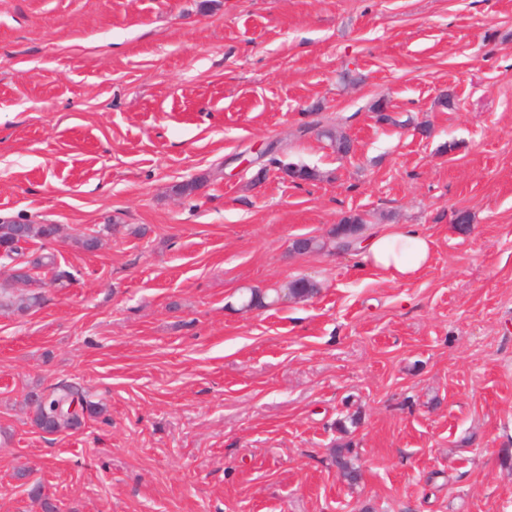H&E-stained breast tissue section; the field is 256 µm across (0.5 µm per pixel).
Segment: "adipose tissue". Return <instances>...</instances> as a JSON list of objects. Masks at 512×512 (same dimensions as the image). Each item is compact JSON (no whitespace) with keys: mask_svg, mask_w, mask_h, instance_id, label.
I'll list each match as a JSON object with an SVG mask.
<instances>
[{"mask_svg":"<svg viewBox=\"0 0 512 512\" xmlns=\"http://www.w3.org/2000/svg\"><path fill=\"white\" fill-rule=\"evenodd\" d=\"M431 239L414 225L401 224L382 230L360 247L365 267L394 281H406L426 268L432 258Z\"/></svg>","mask_w":512,"mask_h":512,"instance_id":"ef3b65f1","label":"adipose tissue"}]
</instances>
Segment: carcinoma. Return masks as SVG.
<instances>
[{
	"instance_id": "carcinoma-1",
	"label": "carcinoma",
	"mask_w": 512,
	"mask_h": 512,
	"mask_svg": "<svg viewBox=\"0 0 512 512\" xmlns=\"http://www.w3.org/2000/svg\"><path fill=\"white\" fill-rule=\"evenodd\" d=\"M322 135L331 141L339 152L349 151L348 137L334 129L322 131ZM285 175L297 176L305 181L318 177L316 170L305 165L288 163L282 166ZM366 230L364 221L359 216H350L336 225L334 238L336 247L349 250L356 247ZM56 226L53 224H35L28 220H14L0 224V248L5 258L15 259L24 254L25 245L40 239L48 241L54 238ZM317 292L316 284L305 278L295 279L288 284V294L295 300H305ZM278 294L269 295L258 289L249 288L244 294L242 307L252 309L273 304ZM28 401L34 406V422L38 427H45L52 433L74 430L81 426L85 416H95L100 413L97 405L88 402L79 389L65 385L57 387L49 393L31 392ZM351 447L340 444L334 453V464L338 470L352 483L359 479V471L352 464Z\"/></svg>"
}]
</instances>
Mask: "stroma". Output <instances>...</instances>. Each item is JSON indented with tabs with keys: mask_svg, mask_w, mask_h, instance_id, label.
Masks as SVG:
<instances>
[{
	"mask_svg": "<svg viewBox=\"0 0 512 512\" xmlns=\"http://www.w3.org/2000/svg\"><path fill=\"white\" fill-rule=\"evenodd\" d=\"M351 215L430 265L291 253ZM18 217L59 232L42 305L0 313V512L34 482L56 512H512V0H0ZM61 383L103 412L49 434L27 396ZM432 252V240L413 224L382 230L360 246L363 265L394 281L416 276L430 264ZM351 447L348 444H340L336 447L334 453V464L338 470L351 482L356 483L359 479V471L352 464L350 457Z\"/></svg>",
	"mask_w": 512,
	"mask_h": 512,
	"instance_id": "1",
	"label": "stroma"
}]
</instances>
